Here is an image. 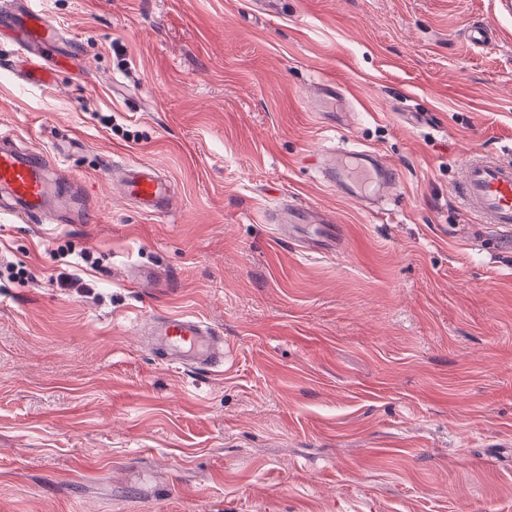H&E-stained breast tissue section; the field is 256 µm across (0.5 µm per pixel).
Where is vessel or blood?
<instances>
[{
	"label": "vessel or blood",
	"instance_id": "obj_1",
	"mask_svg": "<svg viewBox=\"0 0 512 512\" xmlns=\"http://www.w3.org/2000/svg\"><path fill=\"white\" fill-rule=\"evenodd\" d=\"M0 22L5 23L19 48L28 57L22 75L30 84L45 83L53 73L43 66V58L61 61L62 33L58 25L30 0H0ZM54 163L45 153H23L0 132V192L15 203V209L33 223L81 222L86 211L83 200L70 188L69 177L50 176ZM356 182L396 185L395 170L386 166L355 173ZM126 197L146 213L166 214L174 205L170 180L143 162L127 163L122 178ZM462 206L476 223L502 233L512 232V163L485 154L470 155L453 188ZM282 236L298 242L306 255L339 251L345 228L326 211L290 200L268 215ZM160 346L167 358L185 367L213 369L224 363V339L203 320L185 314H165L153 321Z\"/></svg>",
	"mask_w": 512,
	"mask_h": 512
}]
</instances>
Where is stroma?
<instances>
[{
    "instance_id": "obj_1",
    "label": "stroma",
    "mask_w": 512,
    "mask_h": 512,
    "mask_svg": "<svg viewBox=\"0 0 512 512\" xmlns=\"http://www.w3.org/2000/svg\"><path fill=\"white\" fill-rule=\"evenodd\" d=\"M35 5L75 63L22 86L1 30L0 126L92 210L0 211V512H512V235L453 193L471 153L512 162V9ZM354 148L398 174L378 202L323 180ZM122 160L172 181L171 214L122 197ZM290 197L345 247L281 238L266 214ZM169 312L223 336V367L157 357L142 324Z\"/></svg>"
}]
</instances>
